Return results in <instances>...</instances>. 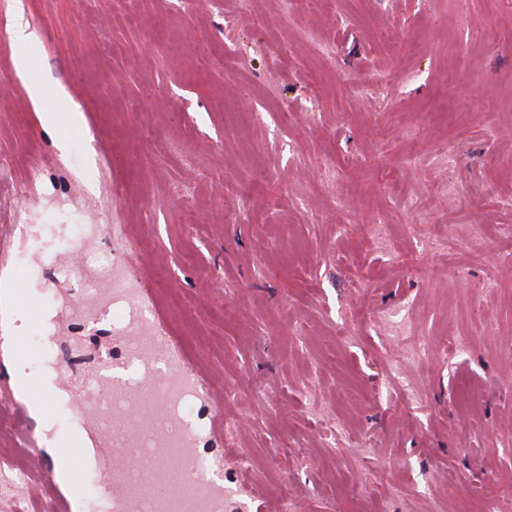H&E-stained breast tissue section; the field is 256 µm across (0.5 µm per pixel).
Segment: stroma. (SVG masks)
Returning a JSON list of instances; mask_svg holds the SVG:
<instances>
[{"label": "stroma", "mask_w": 512, "mask_h": 512, "mask_svg": "<svg viewBox=\"0 0 512 512\" xmlns=\"http://www.w3.org/2000/svg\"><path fill=\"white\" fill-rule=\"evenodd\" d=\"M18 12L48 101L83 113L68 151L16 73ZM0 80V161L37 193L0 186V336L38 337L28 374L67 386L35 420L45 461L116 343L48 276L76 260L54 226L90 224L162 279L146 304L205 371L224 512H512V0H0ZM12 368L0 347V512L49 498L14 467ZM240 373L248 419L215 438Z\"/></svg>", "instance_id": "1"}]
</instances>
